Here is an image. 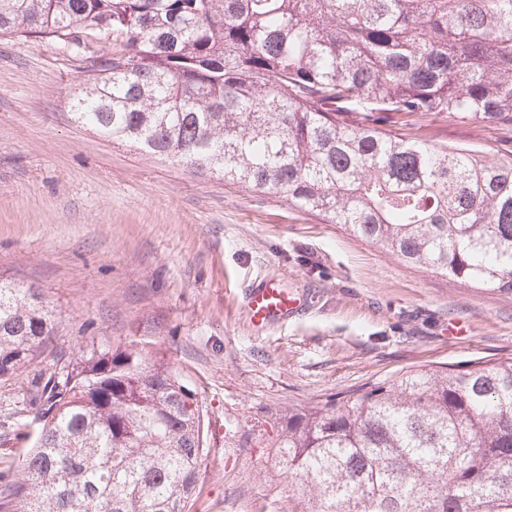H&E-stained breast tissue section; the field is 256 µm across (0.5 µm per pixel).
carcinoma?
Wrapping results in <instances>:
<instances>
[{
	"label": "carcinoma",
	"mask_w": 512,
	"mask_h": 512,
	"mask_svg": "<svg viewBox=\"0 0 512 512\" xmlns=\"http://www.w3.org/2000/svg\"><path fill=\"white\" fill-rule=\"evenodd\" d=\"M0 35L93 60L74 121L279 194L415 267L512 296V154L406 138L442 112L512 125V0H0ZM0 280V381L53 336ZM43 423L0 512H188L210 448L170 362L101 345L34 377ZM288 512H512V359L407 370L272 415Z\"/></svg>",
	"instance_id": "obj_1"
}]
</instances>
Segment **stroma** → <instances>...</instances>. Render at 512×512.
<instances>
[{
  "instance_id": "35a3bbf8",
  "label": "stroma",
  "mask_w": 512,
  "mask_h": 512,
  "mask_svg": "<svg viewBox=\"0 0 512 512\" xmlns=\"http://www.w3.org/2000/svg\"><path fill=\"white\" fill-rule=\"evenodd\" d=\"M0 36V278L43 288L58 310L40 366L109 344L166 357L196 388L211 451L190 512H288L256 446L269 414L410 369L512 358V298L407 265L287 198L142 155L76 123L88 58ZM433 147L512 152V126L439 116L408 129ZM271 278L306 312L253 331L242 291ZM461 332L449 338V324ZM0 384V470L32 442L28 377Z\"/></svg>"
}]
</instances>
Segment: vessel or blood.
Listing matches in <instances>:
<instances>
[{
  "instance_id": "b4317fda",
  "label": "vessel or blood",
  "mask_w": 512,
  "mask_h": 512,
  "mask_svg": "<svg viewBox=\"0 0 512 512\" xmlns=\"http://www.w3.org/2000/svg\"><path fill=\"white\" fill-rule=\"evenodd\" d=\"M306 302L302 296L279 288L276 281L264 280L254 284L245 297L247 319L253 329L262 331L271 325L288 320L303 312Z\"/></svg>"
}]
</instances>
